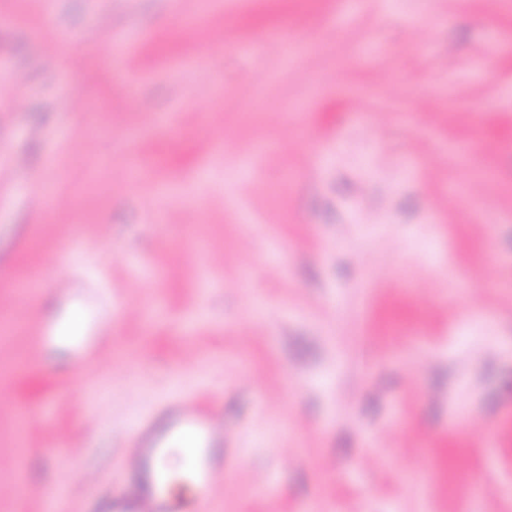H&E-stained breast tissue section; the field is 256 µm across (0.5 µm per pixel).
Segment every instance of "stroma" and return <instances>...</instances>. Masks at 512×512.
Instances as JSON below:
<instances>
[{
  "label": "stroma",
  "mask_w": 512,
  "mask_h": 512,
  "mask_svg": "<svg viewBox=\"0 0 512 512\" xmlns=\"http://www.w3.org/2000/svg\"><path fill=\"white\" fill-rule=\"evenodd\" d=\"M176 373L217 512H512V0H0V512Z\"/></svg>",
  "instance_id": "obj_1"
}]
</instances>
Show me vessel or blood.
Listing matches in <instances>:
<instances>
[{
  "label": "vessel or blood",
  "instance_id": "1",
  "mask_svg": "<svg viewBox=\"0 0 512 512\" xmlns=\"http://www.w3.org/2000/svg\"><path fill=\"white\" fill-rule=\"evenodd\" d=\"M133 442L135 488L102 499L98 512H176L171 488L179 480L192 487L199 512H215L211 495L224 472V426L214 407L199 403L192 393H178L138 423ZM176 448L189 455V467L181 473L169 464Z\"/></svg>",
  "mask_w": 512,
  "mask_h": 512
}]
</instances>
